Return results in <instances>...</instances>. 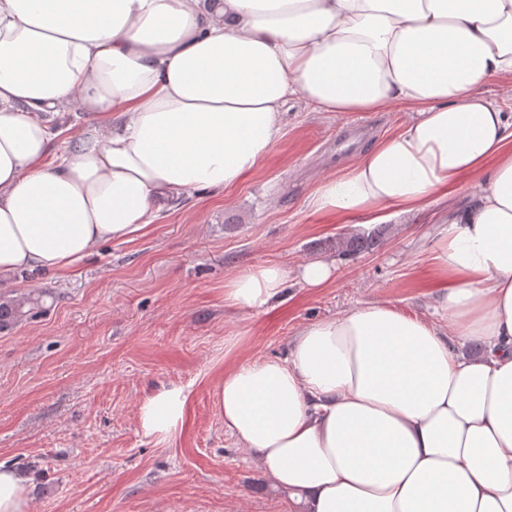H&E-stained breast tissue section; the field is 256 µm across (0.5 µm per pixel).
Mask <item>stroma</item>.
I'll return each mask as SVG.
<instances>
[{"instance_id":"obj_1","label":"stroma","mask_w":512,"mask_h":512,"mask_svg":"<svg viewBox=\"0 0 512 512\" xmlns=\"http://www.w3.org/2000/svg\"><path fill=\"white\" fill-rule=\"evenodd\" d=\"M406 118L391 105L316 112L289 101L282 139L234 188L165 203L147 230L67 276L0 277L2 294H43L42 308L0 333V464L29 476L28 512H290L251 455L224 439L213 396L224 341L239 337L236 361L281 356L309 322L373 301L430 317L438 225L467 189L412 222L374 225L379 244L350 257L336 243L352 225L306 205ZM325 257L333 279L302 287L297 270ZM268 264L289 272L284 302L226 307V281ZM170 386L187 392L186 418L159 444L139 408Z\"/></svg>"}]
</instances>
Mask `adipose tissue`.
Returning a JSON list of instances; mask_svg holds the SVG:
<instances>
[{
  "label": "adipose tissue",
  "mask_w": 512,
  "mask_h": 512,
  "mask_svg": "<svg viewBox=\"0 0 512 512\" xmlns=\"http://www.w3.org/2000/svg\"><path fill=\"white\" fill-rule=\"evenodd\" d=\"M494 80L512 84V0H0V273L69 271L161 200L234 187L291 99L397 105L402 130L307 205L367 229L472 178L433 256L447 329L359 306L225 369L215 406L300 512H512V113ZM66 109L102 122L55 158L49 117ZM287 281L260 266L224 302L263 311ZM186 410L172 386L139 419L164 443Z\"/></svg>",
  "instance_id": "adipose-tissue-1"
}]
</instances>
